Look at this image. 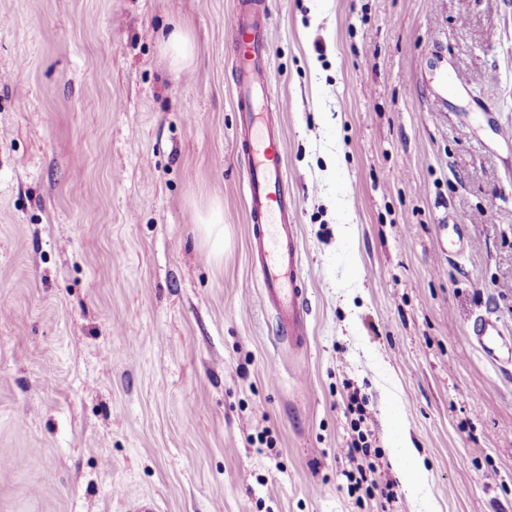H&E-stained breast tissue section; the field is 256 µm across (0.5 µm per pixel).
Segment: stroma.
<instances>
[{
	"label": "stroma",
	"mask_w": 512,
	"mask_h": 512,
	"mask_svg": "<svg viewBox=\"0 0 512 512\" xmlns=\"http://www.w3.org/2000/svg\"><path fill=\"white\" fill-rule=\"evenodd\" d=\"M236 2L0 0V512H377L355 389L398 512H512V368L467 335L512 336V0H267L300 350L250 256ZM223 217L219 207L210 214L207 222L204 223L205 233L212 241V246L218 253L224 252V225ZM470 336L483 355L495 365H512V339L503 336L497 322L489 317L474 320ZM372 435L370 430H362L359 427L357 430V438H352L347 448V459L351 465H355L357 475L353 472L345 471L344 475L348 481L354 482L355 488H360L363 483H366V492L370 496L379 499L380 512H391L388 509L395 499V494L392 491V484L386 480L385 483L373 478L372 475L377 473V469L373 462L363 464V459L368 458V448H370L369 437ZM359 460L361 462H359ZM368 473V474H367ZM370 477V479H369ZM375 492H372V489ZM394 447L402 483L408 492H412L418 483L422 464L411 447L408 433L403 426H400L397 434L394 435Z\"/></svg>",
	"instance_id": "obj_1"
}]
</instances>
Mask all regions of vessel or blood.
<instances>
[{
  "label": "vessel or blood",
  "mask_w": 512,
  "mask_h": 512,
  "mask_svg": "<svg viewBox=\"0 0 512 512\" xmlns=\"http://www.w3.org/2000/svg\"><path fill=\"white\" fill-rule=\"evenodd\" d=\"M269 26L265 0H240L229 28L235 102L242 122L236 151L247 161L249 246L261 273V298L278 312L289 341L301 345L308 336L307 309L300 279L296 204L288 191L284 141L269 118ZM470 334L490 362L512 365V339L504 337L495 320L475 319Z\"/></svg>",
  "instance_id": "vessel-or-blood-1"
}]
</instances>
